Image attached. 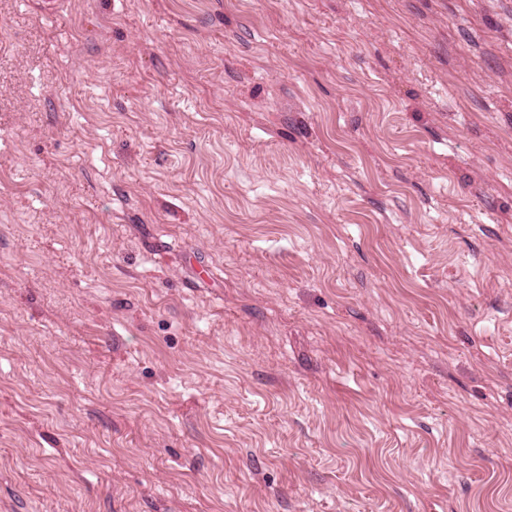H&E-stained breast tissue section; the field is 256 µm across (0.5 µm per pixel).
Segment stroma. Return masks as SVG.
Here are the masks:
<instances>
[{"instance_id":"stroma-1","label":"stroma","mask_w":512,"mask_h":512,"mask_svg":"<svg viewBox=\"0 0 512 512\" xmlns=\"http://www.w3.org/2000/svg\"><path fill=\"white\" fill-rule=\"evenodd\" d=\"M0 0V512H512V0Z\"/></svg>"}]
</instances>
